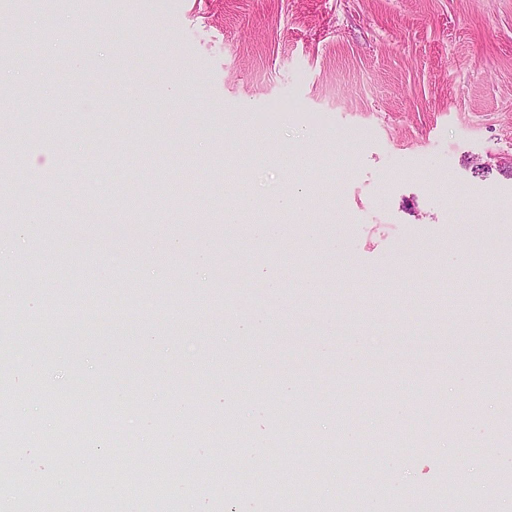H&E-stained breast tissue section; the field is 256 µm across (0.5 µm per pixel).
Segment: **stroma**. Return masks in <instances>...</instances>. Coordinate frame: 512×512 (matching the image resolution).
I'll return each mask as SVG.
<instances>
[{
  "label": "stroma",
  "mask_w": 512,
  "mask_h": 512,
  "mask_svg": "<svg viewBox=\"0 0 512 512\" xmlns=\"http://www.w3.org/2000/svg\"><path fill=\"white\" fill-rule=\"evenodd\" d=\"M1 28L29 64L0 67L15 98L0 125L18 133L0 185L33 195L0 223L29 287L0 307L77 305L93 285L139 313L97 336L79 317L0 321L11 414L33 436H0V512L44 481L57 512H78L96 459L125 471L146 440L142 477L194 491L197 512H336L350 487L356 512H512L475 480L512 478V434L495 427L512 388V0H9ZM298 149L310 162L292 172ZM34 210L42 229L18 237ZM336 243L365 283L340 273ZM249 316L256 334L230 324ZM194 336L209 350L189 363ZM55 402L111 432H69ZM303 406L312 429H272ZM446 407L455 432L424 429ZM237 428L248 440L225 456ZM354 437L389 449L352 469L336 451ZM298 448L327 462L304 482Z\"/></svg>",
  "instance_id": "35a3bbf8"
}]
</instances>
